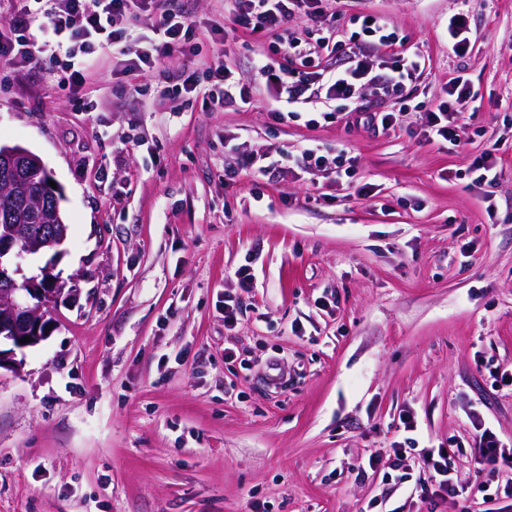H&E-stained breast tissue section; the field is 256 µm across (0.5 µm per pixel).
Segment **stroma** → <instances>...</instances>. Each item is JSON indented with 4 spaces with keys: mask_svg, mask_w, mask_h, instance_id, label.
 I'll return each instance as SVG.
<instances>
[{
    "mask_svg": "<svg viewBox=\"0 0 512 512\" xmlns=\"http://www.w3.org/2000/svg\"><path fill=\"white\" fill-rule=\"evenodd\" d=\"M188 7L204 55L249 78L271 38L217 41L206 21L228 0ZM369 11L428 56L417 101L467 74L468 141L425 140L414 108L384 131L344 114L310 124L307 105L280 124L265 93L206 112L107 63L84 111L47 72L0 65V143L42 158L69 226L22 268L53 264L79 288L50 336L0 370V512H512L493 495L420 496L426 449L459 444L451 467L471 477L470 409L512 447V388L488 372L512 369V0H352L337 39ZM460 12L471 47L458 56ZM499 137V181L473 184ZM312 147L351 158L352 181L302 169ZM256 151L283 158L225 176ZM247 263L248 293L234 276ZM228 296L247 308L231 327ZM404 411L417 444L395 471ZM469 21L462 12L454 15L448 21V43L456 55L465 54L470 46Z\"/></svg>",
    "mask_w": 512,
    "mask_h": 512,
    "instance_id": "1",
    "label": "stroma"
}]
</instances>
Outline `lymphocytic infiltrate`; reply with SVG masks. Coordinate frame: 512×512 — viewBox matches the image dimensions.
<instances>
[{
	"label": "lymphocytic infiltrate",
	"mask_w": 512,
	"mask_h": 512,
	"mask_svg": "<svg viewBox=\"0 0 512 512\" xmlns=\"http://www.w3.org/2000/svg\"><path fill=\"white\" fill-rule=\"evenodd\" d=\"M231 21L253 35L286 36L290 55L301 65L291 68L278 63L267 54L254 61L250 81L233 80L223 63L202 56L195 44L196 23L176 9L156 11L155 0H21L8 31H0V62L20 69L33 68L41 56H49L54 66L49 74L58 86L69 90L78 107H85L82 94L89 76L96 72L104 54L112 56V71H161L164 59L174 53L189 60L180 74L185 93L202 98L203 110L214 112L227 108L239 109L251 104L253 97L273 90L277 109L271 113L279 123L287 122L292 106L322 99L349 102L374 82L372 75L375 50L387 47L391 54L386 63L388 74L377 84L382 96L400 95L426 68V58L417 51L399 49L396 30L377 14L355 16L358 31L351 34L341 47L344 63L341 68L322 67L321 57L330 44L329 37L308 41L291 32L288 25L304 17L313 24H323L330 0H231ZM143 19L148 36L135 38L134 19ZM52 31L55 44L36 45L31 33L33 25ZM468 78L451 77L443 97L422 104L425 137H438L459 144L465 134L455 101L474 97ZM474 428L473 457L477 465L469 486L459 485L450 469L455 448L427 450L424 459L431 473V483L423 487V497L458 498L464 492L474 494L495 490L497 495L512 499V483L492 486L488 469L503 465L512 467V454L507 453L494 429L479 414H471Z\"/></svg>",
	"instance_id": "obj_1"
}]
</instances>
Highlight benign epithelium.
Wrapping results in <instances>:
<instances>
[{"instance_id": "benign-epithelium-1", "label": "benign epithelium", "mask_w": 512, "mask_h": 512, "mask_svg": "<svg viewBox=\"0 0 512 512\" xmlns=\"http://www.w3.org/2000/svg\"><path fill=\"white\" fill-rule=\"evenodd\" d=\"M46 169L43 160L27 148L0 144V169L6 179L0 181V190L13 196L22 193L24 172L32 169ZM47 194L53 199L50 223L27 224L28 211L16 213L15 223L0 224V340L11 343L12 348H0V369L18 365L16 350L33 347L46 340L51 333L52 319L48 318L51 309L57 307L62 298L76 295L78 288L70 287L52 274V268L41 270V275L23 277L20 259L24 255L40 249L44 245L59 246L67 238L68 227L60 209L59 189L44 185ZM31 340L23 342V337Z\"/></svg>"}]
</instances>
